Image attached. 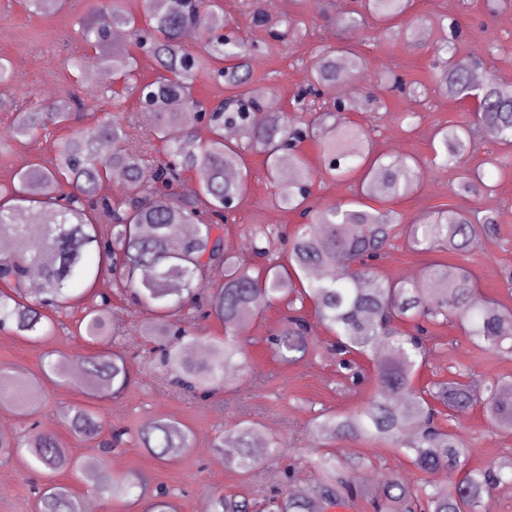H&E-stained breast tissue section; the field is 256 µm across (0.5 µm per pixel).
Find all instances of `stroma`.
Segmentation results:
<instances>
[{
  "label": "stroma",
  "mask_w": 512,
  "mask_h": 512,
  "mask_svg": "<svg viewBox=\"0 0 512 512\" xmlns=\"http://www.w3.org/2000/svg\"><path fill=\"white\" fill-rule=\"evenodd\" d=\"M224 9L242 34L261 49L251 90L262 91L272 100L275 110L291 112L294 93L308 82L304 62L313 43L332 45L338 39V32L326 15L341 11L340 0H306L303 18L312 35L286 43L269 41L263 29L251 26L244 0H224ZM108 10V0H68L61 11L40 16L28 13L21 0H0V58L8 60L12 74L5 95L25 94L42 103L60 96L67 88V61L79 42L81 20L86 16L98 19ZM448 14L459 19L461 37L467 44L476 50H490L486 73L500 82L512 83V10L489 15L485 0H414L400 25L426 30L427 38L422 42L387 38L377 28L366 27L357 48L367 61L369 73L392 71L405 81L433 85L434 42L441 37V20ZM371 90L368 82L353 83V98L360 107L349 113L348 118L367 127L377 152L389 156L430 158L436 125L464 120L470 111L469 103L463 100L432 93L413 106L397 93L387 96L386 110L374 112L366 104ZM411 109L416 116L409 122L404 115ZM65 134V129H55L34 145L17 144L0 153V182L22 167L29 156L52 160L57 141ZM476 143L477 149L466 158L465 165L483 167L486 182L495 185V192L484 196L480 205L496 210L499 224L496 235L468 253L467 264L476 276L481 296L496 298L512 309V293L504 286L500 274L502 267L512 266V150L482 132L478 133ZM490 154L501 159V168L484 166L483 161ZM244 162L252 172L250 188L241 198L233 220L224 227L225 250L241 255L247 251L248 233L255 225L274 224L288 235L299 222L296 214L271 205L263 157L249 152ZM457 177L456 171L428 167L418 192L392 201L390 207L409 218L426 206L471 207V199L452 191ZM286 312L285 303L279 302L253 316L247 331L246 369L229 375L226 390L197 401L186 399L164 386L157 374L144 370L138 327L150 314L123 297H113L110 325L121 334L120 345L127 352L131 382L122 396L95 402L94 410L104 425L124 426L134 432L149 420L175 421L191 432L194 445L175 457L160 459L132 438L122 450L113 453L112 471L120 476L144 475L151 485L166 486L171 491L175 512H197L200 503L215 490L260 500L283 489L286 479H293L298 485L313 482L308 464L315 446L310 433L312 418L324 409L343 413L362 407L372 394L377 363L366 361L367 380L353 386L337 375L333 358L325 352L297 364L277 361L267 338L281 327ZM81 317L77 309L61 315L56 335L40 343L0 332V374L7 376L14 393H22L28 382L39 376L44 358L60 364L73 356L95 352V345L78 334ZM433 337L436 351L418 370L417 385L447 378L450 370L458 366L470 369L474 379L480 381L512 378V360L480 350L470 342L460 324L435 327ZM85 403L75 377L58 378L44 384L42 402L34 419L16 414L10 402L0 403V426L17 437L29 422H38L41 429L56 434L72 458L92 462L99 454L97 445L73 434L66 420L69 410ZM242 418L255 421L257 432L264 439L286 443L279 454L259 452L260 463L250 473L225 466L212 447L215 437ZM453 428L478 450L470 459V466L483 467L512 454V434L490 428L481 410L460 416ZM328 450L344 462L369 457L371 466L350 473L352 480L362 481L367 487L375 484L379 474L390 470L399 472L413 488L424 479L433 485L445 479L441 471L422 475L385 443L340 439L331 442ZM42 482L41 475L31 471L23 458L0 460V512H36L35 490Z\"/></svg>",
  "instance_id": "stroma-1"
}]
</instances>
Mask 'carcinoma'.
Masks as SVG:
<instances>
[{"label":"carcinoma","instance_id":"obj_1","mask_svg":"<svg viewBox=\"0 0 512 512\" xmlns=\"http://www.w3.org/2000/svg\"><path fill=\"white\" fill-rule=\"evenodd\" d=\"M65 4L25 0V9L51 15ZM411 6L412 0H358L355 7L332 16L347 40L311 49L307 89L320 96L325 88L364 78L368 67L354 46L356 35L368 20L386 35H401L396 26ZM301 8L302 0H262L249 12L250 22L274 32L280 42L296 39L307 34L298 19ZM110 10L112 26L133 35L130 46L114 45L111 30L84 19L81 40L70 55L66 96L49 105L0 98V109L7 107L13 114L0 130V150L79 125L58 140L52 161L34 155L9 182L0 183V240L29 243L26 250L0 255V331L39 342L55 334L57 315L92 302L84 308L78 330L99 350L83 358L82 386L92 398L121 393L129 383L126 359L112 350L117 336L110 327L111 301L97 291L101 275L108 272L118 292L153 312L140 328L151 344L146 368L165 371V384L188 398L203 399L224 387L231 368L245 363L248 319L274 302L284 301L288 308L283 326L268 338L275 356L295 364L317 355L309 341L311 324L295 306L306 301L333 333L327 350L345 381L361 383L365 358L380 345L387 350L364 408L314 416L310 430L317 446L330 439L384 441L419 471H446L452 479L412 491L388 471L379 475L372 495L349 479L334 454L321 452L312 460L315 483L285 488L282 499L269 500V508L328 512L352 508L370 494L375 512H477L484 497L512 483V455L470 468L478 449L444 423L478 407L492 428L512 433V379L483 384L455 371L447 380L417 387L414 375L431 355L430 328L454 322L467 326L477 346L511 360L512 310L482 299L476 276L462 263L433 259L418 276L404 279L384 274L381 262L398 244L425 255H461L494 234L499 213L441 204L407 219L393 209L366 204L414 194L424 162L412 155L388 160L375 153L369 131L339 112L298 118L313 103L301 93L293 96L292 114L265 113L269 98L246 89L257 57L243 39L221 35L232 23L224 16V0H179L175 7L166 0H143L140 16L129 8V0H111ZM187 30L196 35L191 44L182 38ZM448 30L450 35L435 42L436 88L455 100L477 97L476 111L466 121L435 128L430 162L459 169L457 193L478 200L495 186L484 181L482 170L460 164L474 150L480 128L512 146V84L494 78L475 82L472 74L482 61L464 47L452 16ZM143 57L153 68L149 80L140 72ZM91 66L112 74L120 87L84 85L82 74ZM200 71L224 90L218 103L207 105L193 96V78ZM372 82L415 103L428 94V88L420 92L393 72L377 73ZM133 94L149 102L148 128L135 135L119 118ZM101 100L111 113L86 111L87 103ZM186 109L207 114L206 138L188 131ZM307 141L321 151L319 175L349 183L353 195L363 199L358 207L311 205L313 174L301 150ZM159 152L167 160L160 161ZM247 152L264 156L266 179L274 188L271 204L303 219L289 237L286 264L274 248L282 235L272 225L251 232L248 250L254 260L224 250L220 231L229 222L225 205L240 200L249 186L243 162ZM186 171L196 173L198 182L181 191ZM106 172L119 185L113 196L98 191ZM204 319L220 321L224 337L209 340L213 356L200 362L194 351L203 343L199 331ZM40 403L36 381L16 400L24 416ZM69 425L75 435L102 449L90 473L94 491L131 496L135 502L145 496L144 479L111 471L110 455L122 444L124 430L113 427L104 437L97 415L85 407L69 413ZM255 434V422L239 420L215 440L225 465L244 473L254 470ZM137 438L143 447L165 453L190 447L188 433L163 419L146 424ZM14 455L44 475L39 512H79V499L57 476L66 470L76 474L81 466L71 461L53 433L32 422L20 440L1 436L0 457ZM211 512H254V503L215 494Z\"/></svg>","mask_w":512,"mask_h":512}]
</instances>
